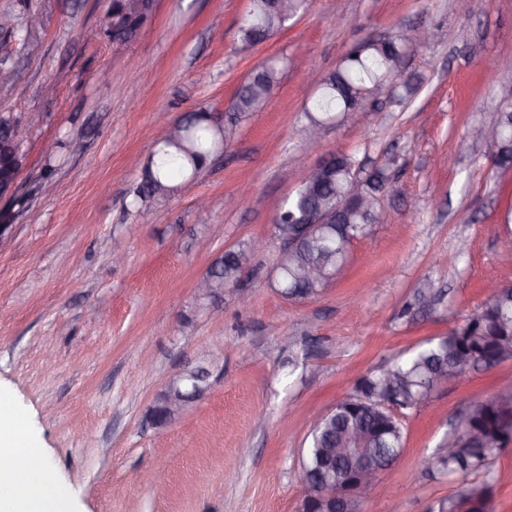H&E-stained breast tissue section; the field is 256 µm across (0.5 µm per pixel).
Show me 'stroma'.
Returning a JSON list of instances; mask_svg holds the SVG:
<instances>
[{
	"instance_id": "stroma-1",
	"label": "stroma",
	"mask_w": 512,
	"mask_h": 512,
	"mask_svg": "<svg viewBox=\"0 0 512 512\" xmlns=\"http://www.w3.org/2000/svg\"><path fill=\"white\" fill-rule=\"evenodd\" d=\"M110 0H0V14L42 17L0 32V109L28 131L14 195L0 199V389L46 449L74 512H298L299 451L310 415L327 411L369 370L461 325L512 284L499 253L512 169L472 127L492 122L512 70V0H308L250 55L237 50L251 0H157L135 38L106 33ZM409 27L398 101L385 84L366 111L337 115L318 147L302 141L309 74L328 75L353 48ZM275 61L265 108L235 118L223 150L167 197L138 206L133 190L162 136L159 113L234 117V96ZM84 142L72 153L62 144ZM330 151L360 175L386 168L378 223L352 243L343 275L311 299L281 292L275 218ZM52 167L54 190H41ZM241 196L237 209L224 207ZM209 202L207 209L197 199ZM122 239L126 258L112 261ZM265 250L223 295L196 280L226 250ZM445 290L427 315L400 317L418 282ZM221 319H213V309ZM200 372L208 390L163 425L150 416L168 382ZM512 389V359L472 371L408 412L402 455L361 512H428L458 485L423 462L472 401Z\"/></svg>"
}]
</instances>
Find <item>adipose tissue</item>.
<instances>
[{
    "instance_id": "ef3b65f1",
    "label": "adipose tissue",
    "mask_w": 512,
    "mask_h": 512,
    "mask_svg": "<svg viewBox=\"0 0 512 512\" xmlns=\"http://www.w3.org/2000/svg\"><path fill=\"white\" fill-rule=\"evenodd\" d=\"M0 446L9 450L0 466V512H71V498L42 448L1 398Z\"/></svg>"
}]
</instances>
